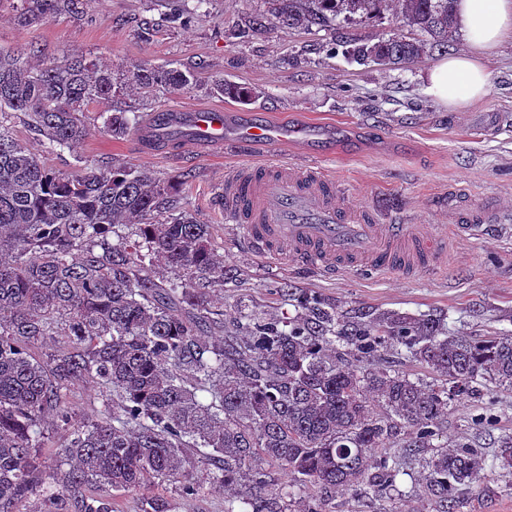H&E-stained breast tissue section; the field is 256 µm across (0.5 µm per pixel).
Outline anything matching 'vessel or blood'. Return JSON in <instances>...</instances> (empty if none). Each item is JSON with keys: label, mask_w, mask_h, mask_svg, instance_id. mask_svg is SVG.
<instances>
[{"label": "vessel or blood", "mask_w": 512, "mask_h": 512, "mask_svg": "<svg viewBox=\"0 0 512 512\" xmlns=\"http://www.w3.org/2000/svg\"><path fill=\"white\" fill-rule=\"evenodd\" d=\"M166 121L168 130L178 133L176 147L183 150L220 149L232 140L252 153L269 154L290 142L315 158L323 154L325 132L313 124L288 125L268 117L234 123L221 109L171 111ZM219 206L225 222L237 225L255 254L330 277L346 270L432 274L448 256L447 234L337 203L335 182L316 163L237 166L224 177ZM451 222L456 233L471 235L487 224H511L512 212L491 204L462 205Z\"/></svg>", "instance_id": "vessel-or-blood-1"}]
</instances>
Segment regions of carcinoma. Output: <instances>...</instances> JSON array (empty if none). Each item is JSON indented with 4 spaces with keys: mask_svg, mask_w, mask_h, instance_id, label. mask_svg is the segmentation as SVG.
<instances>
[{
    "mask_svg": "<svg viewBox=\"0 0 512 512\" xmlns=\"http://www.w3.org/2000/svg\"><path fill=\"white\" fill-rule=\"evenodd\" d=\"M282 24L379 26L392 9L399 30H377L346 50L354 62L399 65L445 52L456 0H272ZM25 20L79 14L83 0H28ZM31 46L0 48V112H13L49 150L78 149L84 115L127 83L181 89L188 70L140 63L122 76L82 58L31 66ZM214 88L247 102L252 92ZM116 137L142 128L138 112L103 117ZM180 182L123 164L78 175L46 168L0 125V512H112L114 491L152 483L198 495L208 482L224 512H325L341 491H398L403 465L422 448V492L455 512L459 491L496 466L482 449L434 440L452 402L494 385L512 390V334L453 336L434 313L348 316L336 303L272 288L288 316L253 313L224 325L208 290L233 281L210 228L181 206ZM133 224L122 233L119 226ZM170 270L164 277L156 266ZM62 337V344L48 342ZM375 368L357 364L376 360ZM415 364L431 379L398 369ZM85 386L101 408L77 418L67 391ZM52 426L68 432L59 467L40 454ZM512 467V433L498 436ZM291 478L286 488L270 470ZM140 512H173L144 497Z\"/></svg>",
    "mask_w": 512,
    "mask_h": 512,
    "instance_id": "cac0c4a2",
    "label": "carcinoma"
}]
</instances>
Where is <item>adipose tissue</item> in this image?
Listing matches in <instances>:
<instances>
[{"label":"adipose tissue","mask_w":512,"mask_h":512,"mask_svg":"<svg viewBox=\"0 0 512 512\" xmlns=\"http://www.w3.org/2000/svg\"><path fill=\"white\" fill-rule=\"evenodd\" d=\"M457 18L468 50L437 62L426 76L428 94L451 112L464 111L487 96L485 56L512 39V0H458Z\"/></svg>","instance_id":"1"}]
</instances>
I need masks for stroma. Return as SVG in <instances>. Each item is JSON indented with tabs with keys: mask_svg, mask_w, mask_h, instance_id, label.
<instances>
[{
	"mask_svg": "<svg viewBox=\"0 0 512 512\" xmlns=\"http://www.w3.org/2000/svg\"><path fill=\"white\" fill-rule=\"evenodd\" d=\"M25 0H0V47L28 43L41 59L81 56L125 72L140 62L192 71L195 84L178 91L147 94L124 89L116 109L150 118L168 107L220 108L236 114L314 121L332 128L328 155L320 165L334 178L339 203L371 207L382 216H403L407 223L448 235V258L432 275L397 271L374 278L347 271L328 278L252 253L235 225L225 223L213 201L224 175L244 156L225 147L210 154H153L137 136L115 137L103 127L101 106L87 114V136L78 153L40 147L17 115L0 117L19 143L37 149L53 170L77 174L86 162L121 163L150 170L161 178L189 171L179 191L187 209L207 224L224 263L240 285L215 290L213 299L233 317L238 304L269 316L290 307L270 287L285 282L320 295L344 311L443 313L459 336L512 332V224H499L472 236L451 234L450 214L457 204L493 202L512 209V41L487 58L488 96L461 112L440 106L426 92L425 76L436 63L423 55L401 66L358 64L344 55L348 43L366 35L358 24L258 28L251 17L271 12V0H86L81 14H61L28 24ZM180 14V24L163 15ZM252 90L242 103L213 92L216 78ZM496 416L493 426L476 428L471 418L482 409ZM512 432V393H497L451 405L441 427L449 440L468 442L498 454L502 432ZM398 483L399 495L378 498L351 491L337 493L331 512H436L430 497L412 491L421 478L418 458H410ZM167 498L176 512H224L223 492L202 489L180 497L174 484L152 485L147 493L112 498L114 512H139L143 495ZM457 512H512V474L498 468L459 494Z\"/></svg>",
	"mask_w": 512,
	"mask_h": 512,
	"instance_id": "obj_1",
	"label": "stroma"
}]
</instances>
